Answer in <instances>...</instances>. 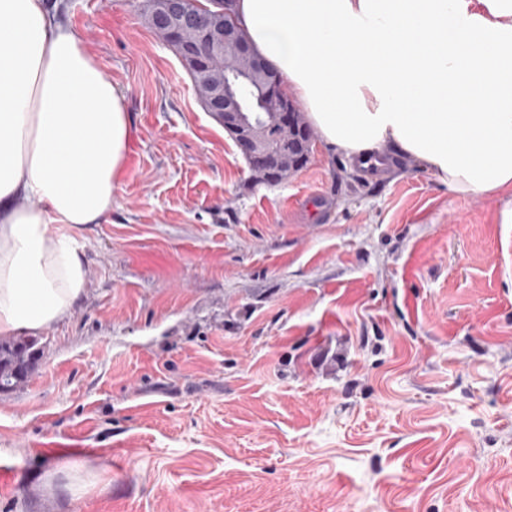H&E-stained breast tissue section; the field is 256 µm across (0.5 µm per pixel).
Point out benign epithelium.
<instances>
[{"label":"benign epithelium","mask_w":512,"mask_h":512,"mask_svg":"<svg viewBox=\"0 0 512 512\" xmlns=\"http://www.w3.org/2000/svg\"><path fill=\"white\" fill-rule=\"evenodd\" d=\"M146 10L154 29L177 51L186 68L210 70L224 61L227 53L236 58L239 69L233 71L232 78L208 85L203 105L210 116L233 134L245 158L260 167L266 176L275 177L283 146L264 140L261 126L252 120L239 96L240 84L251 83L255 74L265 73L266 79L259 85L261 100L280 101V109L272 114V119L280 126H288L291 122L288 99L275 72L253 53L239 27L224 20L217 10L203 7L189 12L185 0H146Z\"/></svg>","instance_id":"1"}]
</instances>
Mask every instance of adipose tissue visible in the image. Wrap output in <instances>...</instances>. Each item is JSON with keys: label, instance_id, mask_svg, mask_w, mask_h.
<instances>
[{"label": "adipose tissue", "instance_id": "obj_1", "mask_svg": "<svg viewBox=\"0 0 512 512\" xmlns=\"http://www.w3.org/2000/svg\"><path fill=\"white\" fill-rule=\"evenodd\" d=\"M326 146L394 143L449 191L512 200V0H232ZM135 135L90 47L48 0H0V334L84 292L65 225L112 210Z\"/></svg>", "mask_w": 512, "mask_h": 512}]
</instances>
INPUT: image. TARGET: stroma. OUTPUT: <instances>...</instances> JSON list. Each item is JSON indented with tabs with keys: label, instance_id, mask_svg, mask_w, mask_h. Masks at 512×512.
<instances>
[{
	"label": "stroma",
	"instance_id": "stroma-1",
	"mask_svg": "<svg viewBox=\"0 0 512 512\" xmlns=\"http://www.w3.org/2000/svg\"><path fill=\"white\" fill-rule=\"evenodd\" d=\"M143 0H61L136 136L0 391V512H512V223L394 145L269 185ZM38 357L34 343L17 340L9 344H0V390L10 389L23 382L32 362ZM23 368L21 373L18 370Z\"/></svg>",
	"mask_w": 512,
	"mask_h": 512
}]
</instances>
